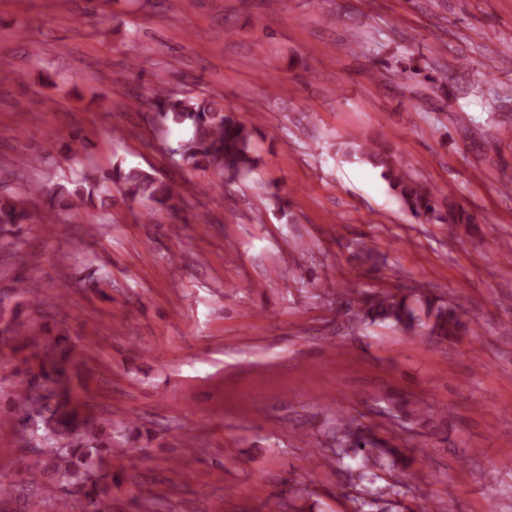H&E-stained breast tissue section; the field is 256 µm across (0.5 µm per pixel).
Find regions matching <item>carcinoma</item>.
I'll return each mask as SVG.
<instances>
[{"label": "carcinoma", "instance_id": "1", "mask_svg": "<svg viewBox=\"0 0 512 512\" xmlns=\"http://www.w3.org/2000/svg\"><path fill=\"white\" fill-rule=\"evenodd\" d=\"M151 109L159 124L188 130L184 138L167 146V153L179 166L217 169L229 180L249 175L257 168L252 150L253 129L226 111L221 101L212 97H176L159 88L154 92ZM342 153L348 159L365 161L379 169L412 217L421 221L438 218L432 192L412 178L383 139H354L346 143ZM114 188L126 197L159 205L175 198L171 182L121 162L113 164L108 172L86 170L71 189L59 184L52 192L35 187L31 194L47 197L52 206L84 207L97 200L106 203L112 199ZM31 220L32 212L24 201L0 193V252L20 246L23 226ZM444 222L471 224L473 217L450 202ZM348 305L352 320L360 325L389 322L412 330L424 317L432 336L446 338L467 329V322L457 309L437 297L423 295L411 300L402 294H367L348 301ZM63 340L60 332L52 339L36 335L18 313L8 317L0 314V345L14 352L29 350L19 371L14 412L3 423L6 428L30 430L36 452L28 459L27 470L41 474L50 470L65 479L64 486L51 479L44 481L45 495L54 497L65 491L80 496L87 512H102L104 498L118 479L112 471L101 469L103 454L118 457L124 453L115 444L125 436L129 424L119 416L100 425L73 397L75 372L69 350L62 347ZM328 452L338 465L347 458L361 459L359 468H347L354 486L369 474L404 471L410 464L398 446L364 433L348 420L336 430V447ZM354 501L356 512H386L381 507L385 500L380 492H368Z\"/></svg>", "mask_w": 512, "mask_h": 512}]
</instances>
